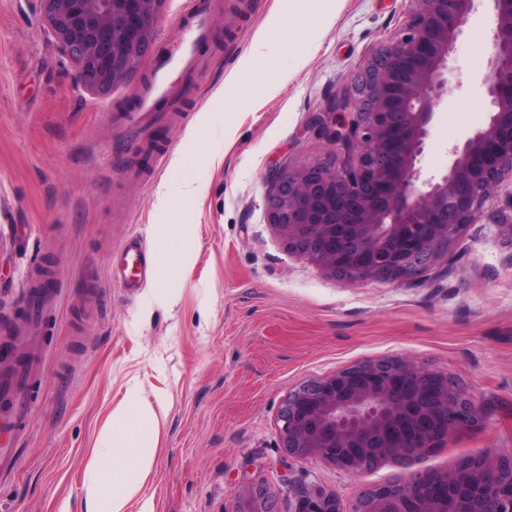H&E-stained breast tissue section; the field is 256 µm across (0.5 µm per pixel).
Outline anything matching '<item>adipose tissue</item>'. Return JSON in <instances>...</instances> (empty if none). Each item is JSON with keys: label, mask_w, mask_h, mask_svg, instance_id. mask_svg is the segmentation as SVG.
<instances>
[{"label": "adipose tissue", "mask_w": 512, "mask_h": 512, "mask_svg": "<svg viewBox=\"0 0 512 512\" xmlns=\"http://www.w3.org/2000/svg\"><path fill=\"white\" fill-rule=\"evenodd\" d=\"M158 432L154 406L140 400L136 389H129L127 402L112 411V434L106 447L94 451L95 462L106 464L112 476V495L102 511L98 508L96 488L88 487L85 512H128L130 503L140 497L143 480L154 466V457L146 452L145 446Z\"/></svg>", "instance_id": "adipose-tissue-1"}]
</instances>
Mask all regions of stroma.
Here are the masks:
<instances>
[{
  "label": "stroma",
  "mask_w": 512,
  "mask_h": 512,
  "mask_svg": "<svg viewBox=\"0 0 512 512\" xmlns=\"http://www.w3.org/2000/svg\"><path fill=\"white\" fill-rule=\"evenodd\" d=\"M179 94L128 131L156 57L182 37L194 0H164L154 46L132 79L102 99L76 81L33 0H0V321L17 316L28 270L51 262L57 304L45 319L43 372L14 478L0 512H80L88 486L112 492L91 466L112 410L137 383L159 416L140 512H234L246 487L275 512L336 499L354 512L370 491L444 471L490 451L512 456V180L478 223L462 228L423 272L346 284L291 251L268 221L269 173L332 160L306 133L311 112L349 89L368 57L401 29L404 0H225ZM310 17L294 39L286 21ZM482 6L448 60L421 179L443 175L449 150L486 125L481 77L494 55ZM265 40L262 55L252 44ZM194 180L191 198L161 184ZM164 224L180 255L165 259ZM142 238L152 276L134 292L110 279L124 241ZM395 358L442 373L483 411L478 425L407 465L353 476L282 447L279 415L300 383Z\"/></svg>",
  "instance_id": "35a3bbf8"
}]
</instances>
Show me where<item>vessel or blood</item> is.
I'll list each match as a JSON object with an SVG mask.
<instances>
[{
	"mask_svg": "<svg viewBox=\"0 0 512 512\" xmlns=\"http://www.w3.org/2000/svg\"><path fill=\"white\" fill-rule=\"evenodd\" d=\"M219 0H197L178 48L154 63L147 84L133 110L118 114L120 124L141 126L158 105L172 95V71L192 73L200 45L207 39ZM151 275L149 252L143 242L130 238L110 270V277L126 291L141 287ZM57 290L40 269H33L22 295L24 315L15 323H0V479L18 466V448L31 414V392L42 364L34 348L41 340L46 313L55 305Z\"/></svg>",
	"mask_w": 512,
	"mask_h": 512,
	"instance_id": "vessel-or-blood-1",
	"label": "vessel or blood"
}]
</instances>
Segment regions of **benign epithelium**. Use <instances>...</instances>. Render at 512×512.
<instances>
[{
  "mask_svg": "<svg viewBox=\"0 0 512 512\" xmlns=\"http://www.w3.org/2000/svg\"><path fill=\"white\" fill-rule=\"evenodd\" d=\"M59 52L94 96L131 79L152 49L161 0H38ZM405 25L368 58L353 92L311 113L307 128L342 160L280 171L269 223L291 249L347 282L425 268L512 177V0H490L494 57L481 84L487 125L450 149L448 170L418 184L448 57L483 0H406ZM481 419L448 377L395 359L301 384L279 428L289 454L352 475L376 459L399 464L443 447ZM356 512H512V458L484 452L453 468L379 489Z\"/></svg>",
  "mask_w": 512,
  "mask_h": 512,
  "instance_id": "benign-epithelium-1",
  "label": "benign epithelium"
}]
</instances>
